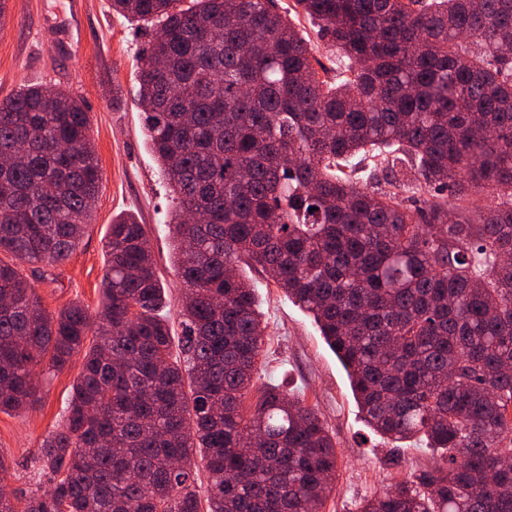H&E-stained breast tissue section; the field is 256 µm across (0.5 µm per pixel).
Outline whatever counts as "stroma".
I'll return each mask as SVG.
<instances>
[{
    "mask_svg": "<svg viewBox=\"0 0 512 512\" xmlns=\"http://www.w3.org/2000/svg\"><path fill=\"white\" fill-rule=\"evenodd\" d=\"M71 2L8 0L0 26V99L35 84L79 96L91 114L100 170L99 194L78 249L62 264H27L23 272L46 310L78 301L97 312L110 224L116 214L133 213L145 228L177 336L183 291L168 226L176 203L146 143L136 103V73L150 33L113 12L111 0H85L77 17ZM243 273L256 288L269 337L254 374L256 388L277 385L294 393L315 408L336 440V492L323 512H356L364 497L412 480L442 456V449L429 447L423 438L396 447L372 431L312 316L261 269L247 266ZM81 366V356H74L63 370L41 376L35 405L20 413L0 412V456L9 466L0 482L11 495L47 484L38 463L40 447L61 421Z\"/></svg>",
    "mask_w": 512,
    "mask_h": 512,
    "instance_id": "35a3bbf8",
    "label": "stroma"
}]
</instances>
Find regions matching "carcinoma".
Returning <instances> with one entry per match:
<instances>
[{
    "mask_svg": "<svg viewBox=\"0 0 512 512\" xmlns=\"http://www.w3.org/2000/svg\"><path fill=\"white\" fill-rule=\"evenodd\" d=\"M111 2L152 28L138 100L176 201L183 361L134 217L87 349L88 309L48 312L21 272L71 256L100 181L82 100L21 86L0 100V412L84 356L40 448L51 487L0 512H201L193 448L206 512H321L336 441L294 394L251 398L266 326L241 263L313 316L374 432L444 451L358 512H512V0H295L332 80L271 0Z\"/></svg>",
    "mask_w": 512,
    "mask_h": 512,
    "instance_id": "cac0c4a2",
    "label": "carcinoma"
}]
</instances>
